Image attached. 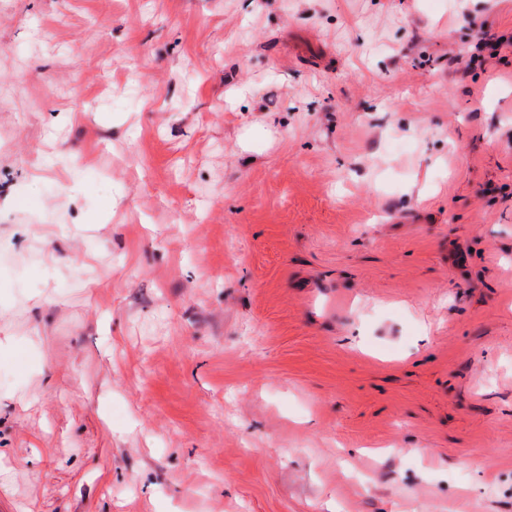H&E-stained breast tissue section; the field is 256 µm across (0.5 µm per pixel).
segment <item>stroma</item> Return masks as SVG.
<instances>
[{"mask_svg": "<svg viewBox=\"0 0 512 512\" xmlns=\"http://www.w3.org/2000/svg\"><path fill=\"white\" fill-rule=\"evenodd\" d=\"M512 0H0V512H512ZM474 49L486 60L498 59L506 62L507 53L512 52V36L481 37L476 41Z\"/></svg>", "mask_w": 512, "mask_h": 512, "instance_id": "obj_1", "label": "stroma"}]
</instances>
